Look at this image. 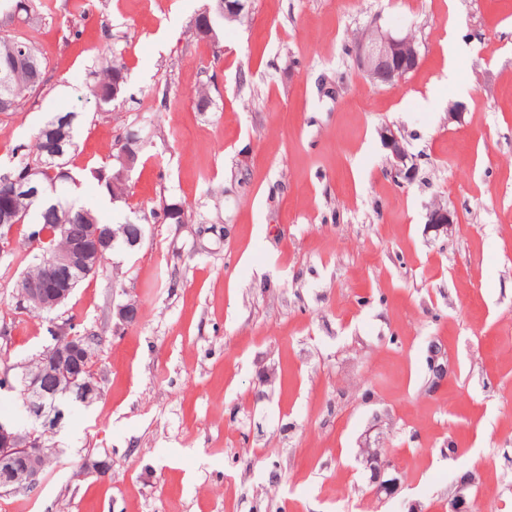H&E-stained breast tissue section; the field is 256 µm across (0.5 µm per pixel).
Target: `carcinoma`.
Returning <instances> with one entry per match:
<instances>
[{
	"instance_id": "carcinoma-1",
	"label": "carcinoma",
	"mask_w": 512,
	"mask_h": 512,
	"mask_svg": "<svg viewBox=\"0 0 512 512\" xmlns=\"http://www.w3.org/2000/svg\"><path fill=\"white\" fill-rule=\"evenodd\" d=\"M47 63L30 39L20 38L5 30L0 31V113L18 112L25 103L40 92L46 83ZM86 85L87 95L94 99L99 110L107 112L120 100L126 78V64L121 52L107 48L90 72ZM79 135L78 114L66 109L52 113L34 137L31 156L5 171L0 172V201L6 202L9 211L22 221L36 226L35 233L44 238L33 254L26 274L37 277L42 264L55 251L63 248L71 237L86 235L88 225L100 220L92 210L74 202L62 200L57 183L76 184V178L66 169L69 157L77 150ZM106 188L115 199L127 193L128 183L112 182V175L97 171ZM43 185L39 195H26L14 191L15 185L29 178ZM65 228H60V225ZM50 404L67 413L82 404L77 391L67 389V379L61 378L57 394Z\"/></svg>"
}]
</instances>
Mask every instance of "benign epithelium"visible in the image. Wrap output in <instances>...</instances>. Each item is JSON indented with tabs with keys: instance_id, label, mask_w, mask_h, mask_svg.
<instances>
[{
	"instance_id": "1",
	"label": "benign epithelium",
	"mask_w": 512,
	"mask_h": 512,
	"mask_svg": "<svg viewBox=\"0 0 512 512\" xmlns=\"http://www.w3.org/2000/svg\"><path fill=\"white\" fill-rule=\"evenodd\" d=\"M355 57L359 67L375 82H395L405 79L408 72L419 64L417 48L407 44L405 37L395 35L376 28L374 41L355 47ZM380 140L388 150V160L396 179L406 183L414 180L417 166L414 158L402 143L400 135L390 126L378 129ZM112 161L117 163L115 176L122 181L129 180L134 169L131 152L127 148L112 155ZM456 215L444 204L430 206L427 213V224L436 232L451 234ZM91 236L84 241H71L68 248L52 254L45 262L43 274L36 280L28 278L20 282V297L25 300H37L46 308L55 309L62 305L72 294L78 284V278L73 270L85 271L95 267V257L119 237L129 240L131 248L138 247L144 233L140 228H131L126 224L118 229L101 227L97 224L91 228ZM118 320L131 325L139 320V304L128 300L113 307ZM91 333L83 335L71 333L68 326L61 324L55 328L56 344L53 349L42 355V363L35 369H27L21 378L22 387L20 399L24 408L34 420L43 425L47 422V396L53 394L46 375L51 373L49 365L66 359L72 352L80 353V358L88 360L90 352L86 347ZM428 366L430 380L428 391L439 388L448 376V362L444 353L433 342L429 346ZM57 454V449L49 448L34 429L21 431L12 421L0 419V480L6 484H16L20 489L38 487L43 470L41 462L47 457ZM363 464L371 472L370 494L381 500L393 498L400 489L399 478L390 474L393 464L381 452H371L362 457ZM476 483L472 473L461 475L455 483L454 492L450 499V512H472L474 500L470 489Z\"/></svg>"
}]
</instances>
